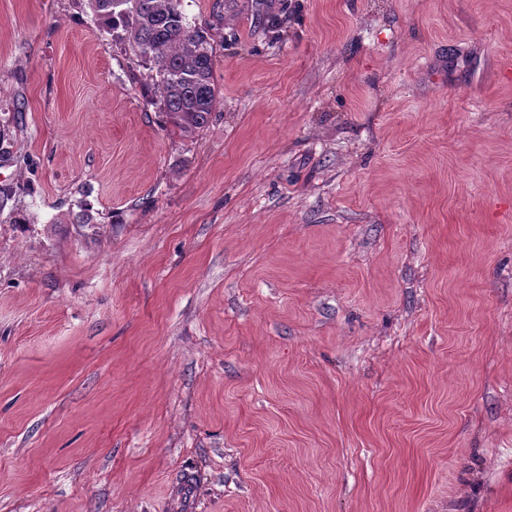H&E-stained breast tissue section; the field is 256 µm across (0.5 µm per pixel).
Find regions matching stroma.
Segmentation results:
<instances>
[{"mask_svg":"<svg viewBox=\"0 0 512 512\" xmlns=\"http://www.w3.org/2000/svg\"><path fill=\"white\" fill-rule=\"evenodd\" d=\"M183 11L0 0V512H512V0ZM107 32L116 33L149 66L168 123L183 133L205 127L218 89L207 33L192 25L182 0H87ZM121 29V34L117 32Z\"/></svg>","mask_w":512,"mask_h":512,"instance_id":"stroma-1","label":"stroma"}]
</instances>
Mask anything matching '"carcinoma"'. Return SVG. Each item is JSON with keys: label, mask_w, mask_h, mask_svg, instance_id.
<instances>
[{"label": "carcinoma", "mask_w": 512, "mask_h": 512, "mask_svg": "<svg viewBox=\"0 0 512 512\" xmlns=\"http://www.w3.org/2000/svg\"><path fill=\"white\" fill-rule=\"evenodd\" d=\"M99 24L114 32L154 72L168 123L183 133L205 127L218 89L207 33L191 24L182 0H87Z\"/></svg>", "instance_id": "cac0c4a2"}]
</instances>
